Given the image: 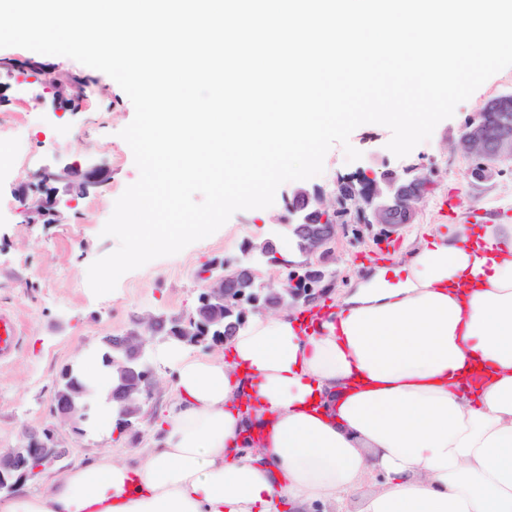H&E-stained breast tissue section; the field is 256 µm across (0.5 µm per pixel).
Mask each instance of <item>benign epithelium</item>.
Returning <instances> with one entry per match:
<instances>
[{
    "mask_svg": "<svg viewBox=\"0 0 512 512\" xmlns=\"http://www.w3.org/2000/svg\"><path fill=\"white\" fill-rule=\"evenodd\" d=\"M494 112L497 120L490 123L486 113ZM461 151L470 161H477L478 168L469 169L475 178L486 177L504 164L512 165V91L498 94L486 101L483 111L474 113L462 126L459 134ZM104 171L94 168L86 172L69 164L56 171L45 168L38 173L42 187L40 196L29 199V190L25 185L16 188V194L23 206L27 221L35 223H56L58 215L57 197L53 184L67 181L66 192L72 198L84 196L89 189L103 183ZM429 180L424 175L408 177L391 172L380 179H372L369 187H351L349 195L342 202L351 218L372 213L374 223L386 224L394 230L405 224L414 223L421 206L424 204ZM336 207V193L326 194L320 190L300 189L288 204L290 211L297 213L309 208L322 216ZM330 239L328 232L310 227L303 236L306 254L314 256L324 252ZM206 292L202 306L196 313L184 318L172 317L173 331L185 343H193L206 337L214 323L212 308L224 305L226 280L224 273L207 274ZM325 296V290L319 288H283L276 294L274 301H260L257 294L251 295V305L256 312L276 310L280 307H305L317 303ZM159 318L155 315L137 317L133 327L124 333L109 335L104 344L120 352V357L111 362L112 369L118 375L119 385L114 392L120 404L119 421L127 424L141 412L153 395V385L145 382L141 368L148 358V346L158 339ZM163 341L167 337L159 338ZM66 384L59 388L54 398V414L64 422L75 423L85 419L87 410L85 387L73 376L69 368L64 374ZM67 451L58 447L49 432L30 435L28 443L21 448L0 451V495L14 494L27 480L29 472L24 470L27 461H32V472H41L51 466L64 470L63 462Z\"/></svg>",
    "mask_w": 512,
    "mask_h": 512,
    "instance_id": "1",
    "label": "benign epithelium"
}]
</instances>
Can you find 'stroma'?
Returning <instances> with one entry per match:
<instances>
[{"instance_id":"1","label":"stroma","mask_w":512,"mask_h":512,"mask_svg":"<svg viewBox=\"0 0 512 512\" xmlns=\"http://www.w3.org/2000/svg\"><path fill=\"white\" fill-rule=\"evenodd\" d=\"M90 79L95 94L79 101L69 85L71 76ZM512 90V67L484 82L453 116L441 121L432 136L405 157L387 148L390 130L364 124L348 145H333L320 175L305 180L306 188L333 192L337 179L366 173L381 176L414 166L426 173L430 190L415 223L397 233L378 224H340L324 265L333 281L327 294L339 302L347 289L383 273L397 283L403 255L425 229L456 219L464 223L471 208L495 214L512 212V168L486 181L466 173L468 163L458 148L464 121L483 102ZM133 105L108 75L64 56L33 55L32 51L0 48V125L22 126V147L8 135L0 146L13 160L15 173L0 183V308L15 313L22 327L16 359L0 363V450L20 448L30 430L51 429L59 446L67 448L66 466L88 461L101 453L125 458L150 442L154 418L172 396L170 368L158 360L159 343L148 351L153 369V397L129 426H113L110 436L75 435L70 424L53 414V397L67 368L85 351H103L107 334L132 326L147 315L189 316L204 284L196 277L206 264L234 268L246 243L258 242L280 231L290 214L288 202L298 185L282 184L274 204L266 209L235 212L214 234L180 253L155 259L125 273L114 291L95 296L87 269L96 259L115 251V237L101 230L116 199L136 182L139 170L120 132L133 119ZM360 151L348 160L346 147ZM74 164L104 169L106 180L89 195L62 206L58 223L28 224L20 213L15 187L33 181L42 169Z\"/></svg>"}]
</instances>
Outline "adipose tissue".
Wrapping results in <instances>:
<instances>
[{
    "label": "adipose tissue",
    "instance_id": "adipose-tissue-1",
    "mask_svg": "<svg viewBox=\"0 0 512 512\" xmlns=\"http://www.w3.org/2000/svg\"><path fill=\"white\" fill-rule=\"evenodd\" d=\"M396 286L253 315L222 353L160 350L174 398L149 448L103 454L0 512H512V224L435 229ZM78 369L118 417L98 355Z\"/></svg>",
    "mask_w": 512,
    "mask_h": 512
}]
</instances>
